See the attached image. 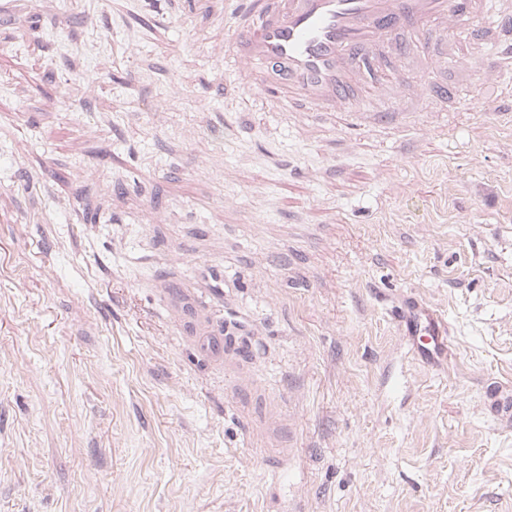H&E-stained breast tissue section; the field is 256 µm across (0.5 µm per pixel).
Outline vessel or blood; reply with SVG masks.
I'll use <instances>...</instances> for the list:
<instances>
[{"instance_id": "1", "label": "vessel or blood", "mask_w": 512, "mask_h": 512, "mask_svg": "<svg viewBox=\"0 0 512 512\" xmlns=\"http://www.w3.org/2000/svg\"><path fill=\"white\" fill-rule=\"evenodd\" d=\"M238 19L229 47L234 59L233 84L246 93L282 95L308 103L314 112H360L363 100L378 104L374 121L398 117L401 98L425 99L438 89L428 76L445 64L473 76L488 88L502 78V61L512 56V0H238ZM479 27H472V20ZM440 22L446 33L470 30L469 52L446 55L424 51L425 78L389 83L397 68L391 48L404 33H419L424 22ZM161 297L182 342L192 344L206 362L223 367L239 333L232 322L218 323L210 307L189 289L168 287ZM409 335L421 336L419 354L431 357L448 348V325L442 316L406 319Z\"/></svg>"}]
</instances>
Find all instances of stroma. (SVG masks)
Listing matches in <instances>:
<instances>
[{"label":"stroma","instance_id":"1","mask_svg":"<svg viewBox=\"0 0 512 512\" xmlns=\"http://www.w3.org/2000/svg\"><path fill=\"white\" fill-rule=\"evenodd\" d=\"M5 6L0 512H512V79L382 124L236 91L235 0ZM172 282L243 369L178 342ZM425 321H420L415 316L405 318L401 310L397 314L398 321H406L408 328V336L425 337L426 342L423 349L415 351L421 357H434L437 354L447 351L448 353V325L442 316L433 312L425 313Z\"/></svg>","mask_w":512,"mask_h":512}]
</instances>
